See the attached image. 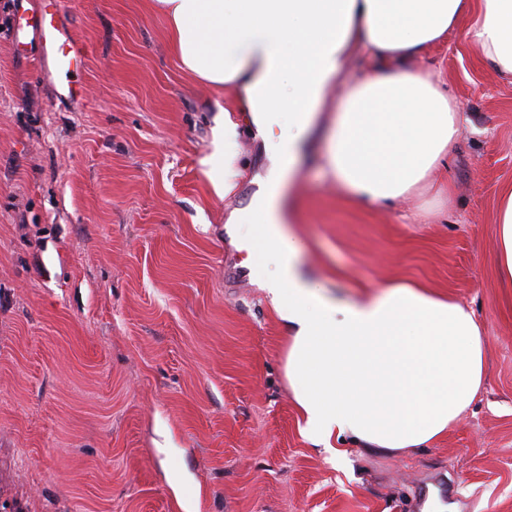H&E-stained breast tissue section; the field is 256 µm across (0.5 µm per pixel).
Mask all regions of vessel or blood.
<instances>
[{
  "instance_id": "vessel-or-blood-1",
  "label": "vessel or blood",
  "mask_w": 512,
  "mask_h": 512,
  "mask_svg": "<svg viewBox=\"0 0 512 512\" xmlns=\"http://www.w3.org/2000/svg\"><path fill=\"white\" fill-rule=\"evenodd\" d=\"M62 2L54 0L51 8H39L19 17V30H31L38 38L39 54L54 66L57 75L71 74L85 59V45L61 21Z\"/></svg>"
}]
</instances>
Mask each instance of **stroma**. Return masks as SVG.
I'll return each instance as SVG.
<instances>
[{
    "mask_svg": "<svg viewBox=\"0 0 512 512\" xmlns=\"http://www.w3.org/2000/svg\"><path fill=\"white\" fill-rule=\"evenodd\" d=\"M0 0V504L12 512H512V287L495 221L512 189V81L457 29L421 60L466 120L450 192L399 207L300 163L304 267L328 295L398 281L482 325L484 388L431 445L338 463L312 448L287 331L224 226L272 166L248 128L222 199L212 129L233 95L183 69L154 0H64L87 46L73 99Z\"/></svg>",
    "mask_w": 512,
    "mask_h": 512,
    "instance_id": "1",
    "label": "stroma"
}]
</instances>
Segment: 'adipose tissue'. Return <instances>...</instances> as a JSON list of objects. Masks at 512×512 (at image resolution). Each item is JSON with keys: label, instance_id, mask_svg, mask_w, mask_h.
<instances>
[{"label": "adipose tissue", "instance_id": "obj_1", "mask_svg": "<svg viewBox=\"0 0 512 512\" xmlns=\"http://www.w3.org/2000/svg\"><path fill=\"white\" fill-rule=\"evenodd\" d=\"M183 67L231 88L253 136L273 160L226 230L262 250L259 273L288 329L286 376L301 431L336 460V440L369 452L426 447L479 395L483 333L474 312L447 296L395 283L341 303L306 274L286 181L328 103L324 165L337 187L367 205H397L431 183L456 140L457 102L424 50L468 19V41L512 80V0H156ZM371 72L340 82L354 55ZM496 263L512 283V191L498 207Z\"/></svg>", "mask_w": 512, "mask_h": 512}]
</instances>
